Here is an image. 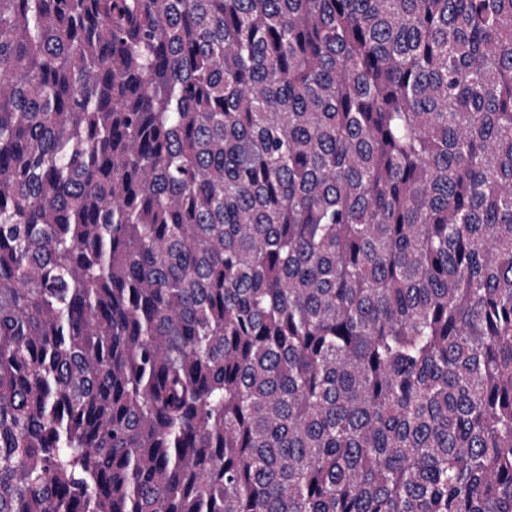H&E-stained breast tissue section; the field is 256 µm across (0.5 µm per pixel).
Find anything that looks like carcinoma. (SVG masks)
Returning a JSON list of instances; mask_svg holds the SVG:
<instances>
[{
    "instance_id": "obj_1",
    "label": "carcinoma",
    "mask_w": 512,
    "mask_h": 512,
    "mask_svg": "<svg viewBox=\"0 0 512 512\" xmlns=\"http://www.w3.org/2000/svg\"><path fill=\"white\" fill-rule=\"evenodd\" d=\"M0 512H512V0H0Z\"/></svg>"
}]
</instances>
